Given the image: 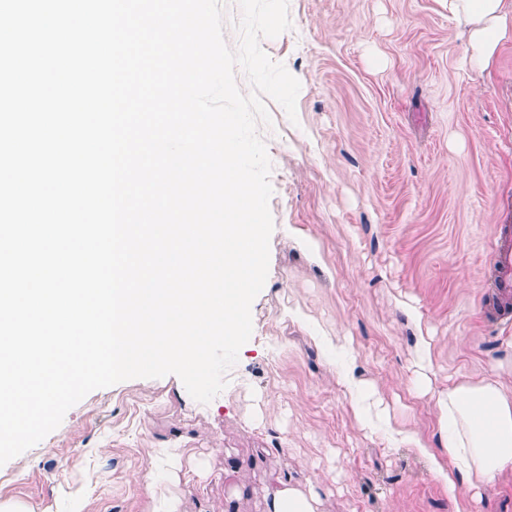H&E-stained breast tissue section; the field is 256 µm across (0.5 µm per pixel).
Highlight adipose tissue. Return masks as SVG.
Masks as SVG:
<instances>
[{"mask_svg": "<svg viewBox=\"0 0 512 512\" xmlns=\"http://www.w3.org/2000/svg\"><path fill=\"white\" fill-rule=\"evenodd\" d=\"M448 12L467 27L470 69L489 67L499 43L512 35V0H448ZM505 364L479 379L450 381L439 392L438 441L428 447L412 432L397 430L394 446L412 448L445 481L449 491L474 496L504 474H512V389L498 379ZM313 485L278 479L264 512H319Z\"/></svg>", "mask_w": 512, "mask_h": 512, "instance_id": "1", "label": "adipose tissue"}]
</instances>
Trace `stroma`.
Listing matches in <instances>:
<instances>
[{
    "mask_svg": "<svg viewBox=\"0 0 512 512\" xmlns=\"http://www.w3.org/2000/svg\"><path fill=\"white\" fill-rule=\"evenodd\" d=\"M291 29L260 45L301 83L297 118L268 102L269 273L253 331L210 403L174 375L89 393L0 466V501L34 512H145L183 454L181 512H262L274 477L317 484L320 512H512V477L454 501L425 461L359 427L344 377L372 383L399 428L438 439L449 379L512 361V308L490 288L512 225V39L483 72L446 0H289ZM431 387L419 393L418 338Z\"/></svg>",
    "mask_w": 512,
    "mask_h": 512,
    "instance_id": "stroma-1",
    "label": "stroma"
}]
</instances>
